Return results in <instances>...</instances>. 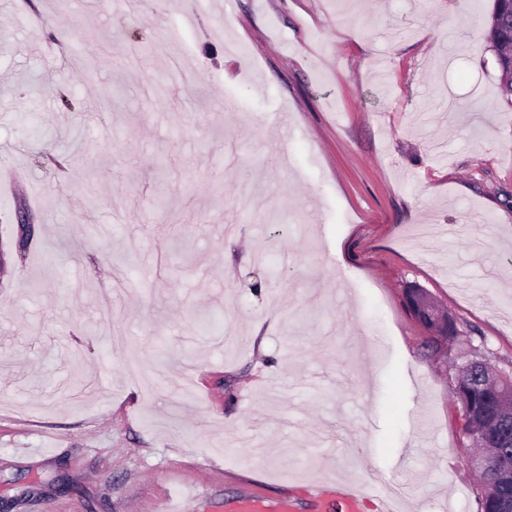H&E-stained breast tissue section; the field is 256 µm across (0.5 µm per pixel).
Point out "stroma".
Masks as SVG:
<instances>
[{
  "mask_svg": "<svg viewBox=\"0 0 512 512\" xmlns=\"http://www.w3.org/2000/svg\"><path fill=\"white\" fill-rule=\"evenodd\" d=\"M492 9L0 0V169L36 226L0 277V512L336 480L362 512H479L467 346L427 349L405 291L512 367Z\"/></svg>",
  "mask_w": 512,
  "mask_h": 512,
  "instance_id": "1",
  "label": "stroma"
}]
</instances>
